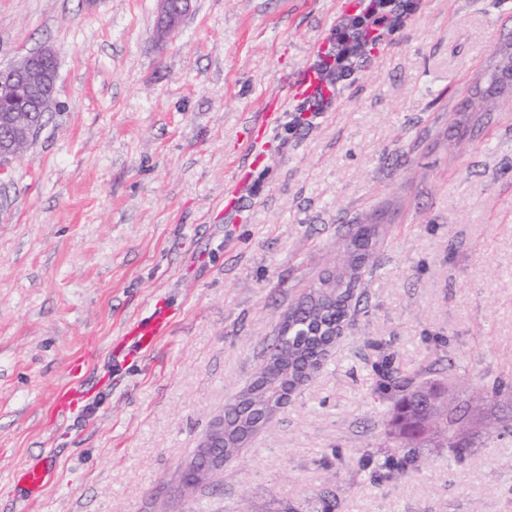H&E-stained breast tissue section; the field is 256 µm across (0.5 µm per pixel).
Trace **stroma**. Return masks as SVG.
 Wrapping results in <instances>:
<instances>
[{"instance_id": "35a3bbf8", "label": "stroma", "mask_w": 512, "mask_h": 512, "mask_svg": "<svg viewBox=\"0 0 512 512\" xmlns=\"http://www.w3.org/2000/svg\"><path fill=\"white\" fill-rule=\"evenodd\" d=\"M348 0H0V68L45 46L58 106L0 182V512H512V0H421L333 99L258 117ZM265 143L251 167L248 145ZM377 243L323 369L187 498L171 492L276 324L357 225ZM149 352L122 336L158 308ZM508 428L389 469L385 367ZM86 398L57 413L72 382ZM49 462L45 488L16 477ZM158 28L163 38L174 36L180 28V18L190 8V0H161Z\"/></svg>"}]
</instances>
